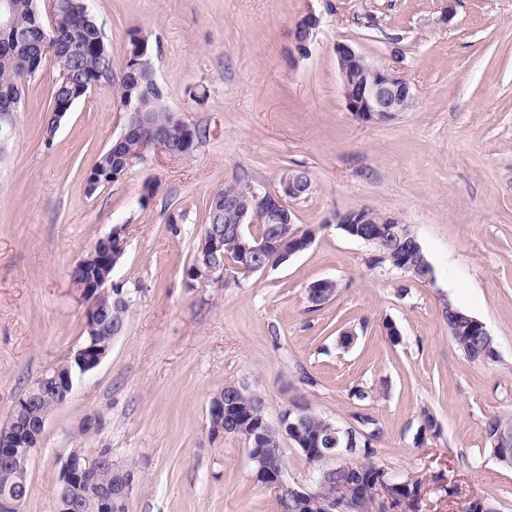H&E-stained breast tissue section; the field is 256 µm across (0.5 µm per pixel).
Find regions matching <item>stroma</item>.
I'll use <instances>...</instances> for the list:
<instances>
[{
  "label": "stroma",
  "instance_id": "1",
  "mask_svg": "<svg viewBox=\"0 0 512 512\" xmlns=\"http://www.w3.org/2000/svg\"><path fill=\"white\" fill-rule=\"evenodd\" d=\"M90 7L112 81L77 101L50 137L57 71L45 65L25 83L0 154V427L28 386L80 343L87 305L68 270L115 227L124 254L112 281L135 304L109 355L48 415L22 512H53L73 448H108L133 466L132 512H279L253 479L245 441L209 435L210 400L230 381L262 392L273 418L292 387L344 426L368 413L382 431L375 463L405 476L445 473L461 498L480 494L512 512V467L490 454L484 433L488 417L512 414V0ZM309 11L321 22L302 56L293 29ZM134 29L152 46L169 107L206 136L193 154L152 153L90 194L87 173L128 119L116 79ZM340 42L404 78L413 106L383 124L357 120L342 95ZM194 89L204 98H192ZM288 168L312 181L289 204L296 224L317 227L311 247L237 285L189 283L209 197L237 181L275 190ZM148 180L157 189L145 202ZM361 207L410 226L432 280L370 265V248L334 220ZM325 278L341 291L311 309L304 290ZM449 304L486 326L499 363L457 349L441 318ZM356 386L372 400H352ZM425 409L440 433L419 446ZM90 414L102 429L79 435Z\"/></svg>",
  "mask_w": 512,
  "mask_h": 512
}]
</instances>
